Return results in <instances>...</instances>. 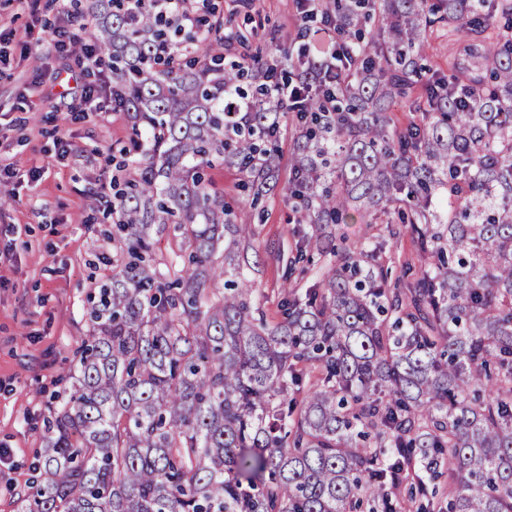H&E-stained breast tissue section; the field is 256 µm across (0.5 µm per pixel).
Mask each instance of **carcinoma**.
Listing matches in <instances>:
<instances>
[{
    "label": "carcinoma",
    "mask_w": 512,
    "mask_h": 512,
    "mask_svg": "<svg viewBox=\"0 0 512 512\" xmlns=\"http://www.w3.org/2000/svg\"><path fill=\"white\" fill-rule=\"evenodd\" d=\"M348 78L292 113L298 215L280 320L261 308L252 204L277 185L273 66L224 62L223 24L185 29L152 0H91L74 42L106 54L131 113L133 172L112 193V277L91 298L69 399L50 410L24 512H390L414 457L447 512H512V0H321ZM462 34L448 70L425 64ZM302 72L309 59L280 48ZM420 86L403 127L391 112ZM249 105L226 111L224 91ZM338 224H404L418 272ZM181 239L165 267L155 238ZM206 173L211 190L224 193V200L236 211L250 213L252 193L240 187V179L234 169L216 163L212 168L207 169Z\"/></svg>",
    "instance_id": "obj_1"
}]
</instances>
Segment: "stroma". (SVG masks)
<instances>
[{
    "mask_svg": "<svg viewBox=\"0 0 512 512\" xmlns=\"http://www.w3.org/2000/svg\"><path fill=\"white\" fill-rule=\"evenodd\" d=\"M87 0H0V512H21L32 466L43 463L46 419L66 401L76 350L90 327L87 299L112 274L113 161L128 146L125 112L75 111L87 78L71 59L48 52L56 29L91 25ZM208 20L241 30L232 58L275 59L280 45L300 50L295 0H208ZM71 150L59 156L56 140ZM280 187L263 197L253 244L255 279L268 318L279 316L295 216ZM338 236L388 241L393 273L413 254L408 231L389 238L380 224H341Z\"/></svg>",
    "mask_w": 512,
    "mask_h": 512,
    "instance_id": "stroma-1",
    "label": "stroma"
}]
</instances>
